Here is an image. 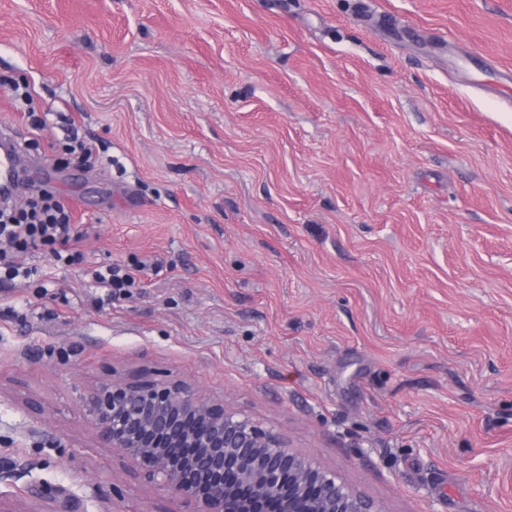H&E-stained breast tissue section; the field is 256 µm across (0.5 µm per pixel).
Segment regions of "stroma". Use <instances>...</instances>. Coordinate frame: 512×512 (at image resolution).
<instances>
[{"label":"stroma","instance_id":"35a3bbf8","mask_svg":"<svg viewBox=\"0 0 512 512\" xmlns=\"http://www.w3.org/2000/svg\"><path fill=\"white\" fill-rule=\"evenodd\" d=\"M2 75L84 261L0 286V492L176 512L80 429L115 370L224 396L376 512H512V0H0ZM74 134L111 166H59ZM94 281L103 288H112L126 291L125 288H134L136 278L132 272L127 271L119 264H109L92 270Z\"/></svg>","mask_w":512,"mask_h":512}]
</instances>
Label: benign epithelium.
<instances>
[{
	"instance_id": "7a95c632",
	"label": "benign epithelium",
	"mask_w": 512,
	"mask_h": 512,
	"mask_svg": "<svg viewBox=\"0 0 512 512\" xmlns=\"http://www.w3.org/2000/svg\"><path fill=\"white\" fill-rule=\"evenodd\" d=\"M97 447L116 450L147 483L170 491L182 512H375L373 504L284 435L180 380L111 373L79 396ZM0 512H73L70 499L33 495Z\"/></svg>"
}]
</instances>
